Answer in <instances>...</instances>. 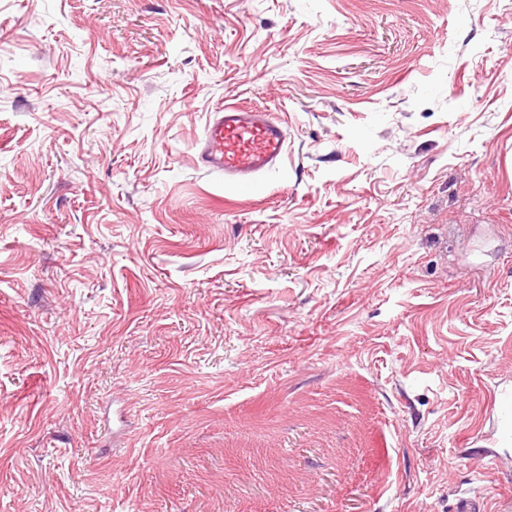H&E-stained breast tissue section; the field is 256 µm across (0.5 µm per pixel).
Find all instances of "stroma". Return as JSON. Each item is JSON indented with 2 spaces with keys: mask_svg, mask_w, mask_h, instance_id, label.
<instances>
[{
  "mask_svg": "<svg viewBox=\"0 0 512 512\" xmlns=\"http://www.w3.org/2000/svg\"><path fill=\"white\" fill-rule=\"evenodd\" d=\"M509 494L512 0H0V512ZM195 148L200 165L239 187L277 169L288 148V128L265 109L225 104L211 113Z\"/></svg>",
  "mask_w": 512,
  "mask_h": 512,
  "instance_id": "35a3bbf8",
  "label": "stroma"
}]
</instances>
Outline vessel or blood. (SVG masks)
<instances>
[{
  "mask_svg": "<svg viewBox=\"0 0 512 512\" xmlns=\"http://www.w3.org/2000/svg\"><path fill=\"white\" fill-rule=\"evenodd\" d=\"M195 148L203 169L249 188L281 165L288 128L268 110L227 104L215 109Z\"/></svg>",
  "mask_w": 512,
  "mask_h": 512,
  "instance_id": "vessel-or-blood-1",
  "label": "vessel or blood"
}]
</instances>
